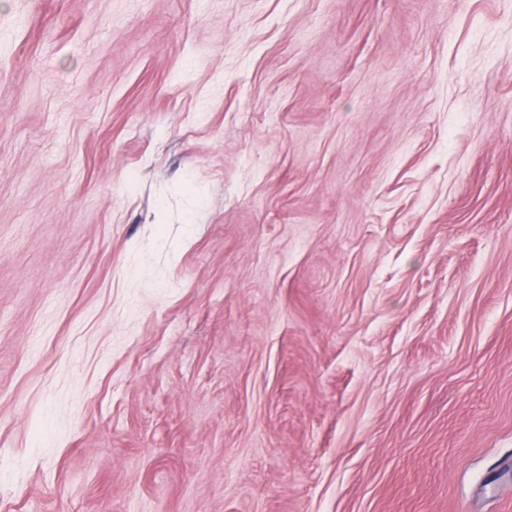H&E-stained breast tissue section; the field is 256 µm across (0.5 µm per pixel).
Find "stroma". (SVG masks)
<instances>
[{
  "label": "stroma",
  "mask_w": 512,
  "mask_h": 512,
  "mask_svg": "<svg viewBox=\"0 0 512 512\" xmlns=\"http://www.w3.org/2000/svg\"><path fill=\"white\" fill-rule=\"evenodd\" d=\"M0 512H512V0H0Z\"/></svg>",
  "instance_id": "35a3bbf8"
}]
</instances>
